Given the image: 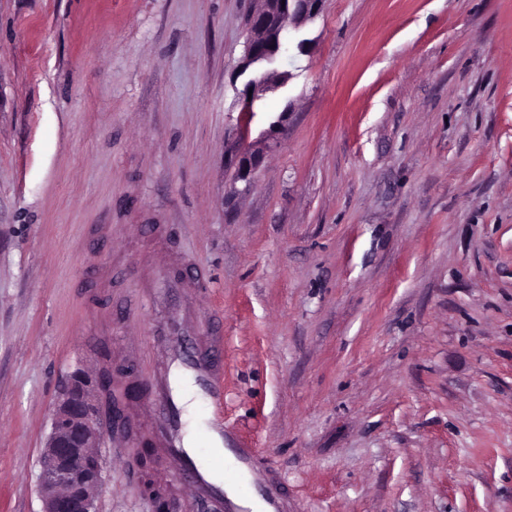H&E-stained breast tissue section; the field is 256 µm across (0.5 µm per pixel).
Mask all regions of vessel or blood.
Listing matches in <instances>:
<instances>
[{
	"instance_id": "1",
	"label": "vessel or blood",
	"mask_w": 512,
	"mask_h": 512,
	"mask_svg": "<svg viewBox=\"0 0 512 512\" xmlns=\"http://www.w3.org/2000/svg\"><path fill=\"white\" fill-rule=\"evenodd\" d=\"M149 290L154 299L172 303L148 330L164 367L150 380L152 400L146 408L152 434L171 460L170 479L188 478L197 512H210L209 495L221 485L228 490L225 512H282L279 481L259 467L254 449L230 448L224 431V317L213 310L194 318L181 304L191 295L205 297L208 282L200 274L186 279L164 258L152 270ZM187 386L194 391L203 426L194 444L186 443L183 423L173 415Z\"/></svg>"
}]
</instances>
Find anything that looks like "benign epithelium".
Segmentation results:
<instances>
[{"label": "benign epithelium", "instance_id": "obj_1", "mask_svg": "<svg viewBox=\"0 0 512 512\" xmlns=\"http://www.w3.org/2000/svg\"><path fill=\"white\" fill-rule=\"evenodd\" d=\"M322 4L323 0H258L248 15L244 54L236 76L250 71L254 77L238 93L237 148L225 155L226 166L233 170V183H244L246 191L290 110L285 106L253 140L256 113L252 106L283 88L268 76L291 75L280 69L287 51L305 54L310 50L312 40L300 33L320 14ZM116 372L118 369L108 364L97 372L78 367L65 379L40 453L41 512H97L96 501L105 486L101 445L105 433L112 432L105 418L113 414L110 396Z\"/></svg>", "mask_w": 512, "mask_h": 512}]
</instances>
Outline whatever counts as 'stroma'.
<instances>
[{"instance_id": "35a3bbf8", "label": "stroma", "mask_w": 512, "mask_h": 512, "mask_svg": "<svg viewBox=\"0 0 512 512\" xmlns=\"http://www.w3.org/2000/svg\"><path fill=\"white\" fill-rule=\"evenodd\" d=\"M253 0H0V512L159 247L224 316V427L287 512H512V0H325L229 196ZM99 512H155L107 441Z\"/></svg>"}]
</instances>
